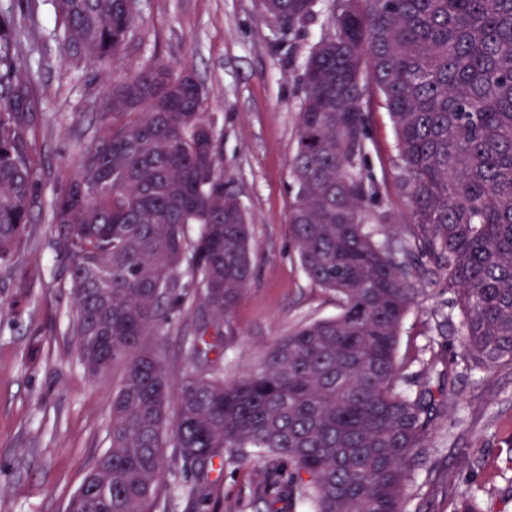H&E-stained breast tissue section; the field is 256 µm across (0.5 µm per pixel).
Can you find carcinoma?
I'll use <instances>...</instances> for the list:
<instances>
[{
  "mask_svg": "<svg viewBox=\"0 0 512 512\" xmlns=\"http://www.w3.org/2000/svg\"><path fill=\"white\" fill-rule=\"evenodd\" d=\"M313 2L260 7L286 34ZM52 4L65 56L112 72L136 22L130 0ZM31 17V3L0 0V263L19 253L39 180L18 94ZM186 79L163 63L114 78L105 132L51 205L78 357L93 378L120 368L109 449L68 510L154 512L172 447L196 468L191 496L227 461L272 455L278 464L260 487L287 491L293 509L405 512L437 407L429 384L411 392L397 357L413 265L428 259L427 274L455 295L461 360L512 368V0L338 6L333 33L302 73L289 229L303 272L341 311L297 326L231 382L218 359L253 279L250 224L224 185L204 90H186ZM373 96L395 127L413 250L378 241L370 225L379 188L363 163ZM192 291L193 370L172 409L150 336Z\"/></svg>",
  "mask_w": 512,
  "mask_h": 512,
  "instance_id": "carcinoma-1",
  "label": "carcinoma"
}]
</instances>
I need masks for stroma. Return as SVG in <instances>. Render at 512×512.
Wrapping results in <instances>:
<instances>
[{"mask_svg": "<svg viewBox=\"0 0 512 512\" xmlns=\"http://www.w3.org/2000/svg\"><path fill=\"white\" fill-rule=\"evenodd\" d=\"M136 7L113 73L163 63L203 86L220 134L224 181L251 225L254 279L233 317V346L222 358L229 381L256 366L299 323L338 311L335 296L303 273L288 229L301 75L315 46L333 31L337 0H315L311 14L287 33L261 15L258 0H137ZM54 26L50 0H35L20 65L33 73L21 94L34 117L40 180L20 257L0 265V512H66L109 446L112 379H92L78 359L73 298L50 221L53 197L76 177L82 149L103 133L97 114L106 84L94 67L63 55L49 37ZM366 167L379 184L377 211L393 215L379 238L401 241L408 235L402 222L408 206L396 187L395 133L378 106ZM408 285L415 301L398 355L410 359V372L426 371L430 387L450 378L454 391L433 420L429 462L408 490L406 512H453L455 495L464 490L475 494L481 512H512V369H447L445 359L460 351L457 323L443 321L451 295L417 272ZM195 325L189 311L155 329L171 391L192 369L183 339ZM436 352L441 362H432ZM165 456L178 486L162 491L158 512H290L287 501L272 505L261 497L258 472L267 461L212 472L206 495L191 498L181 487L193 483V471L174 448Z\"/></svg>", "mask_w": 512, "mask_h": 512, "instance_id": "35a3bbf8", "label": "stroma"}]
</instances>
